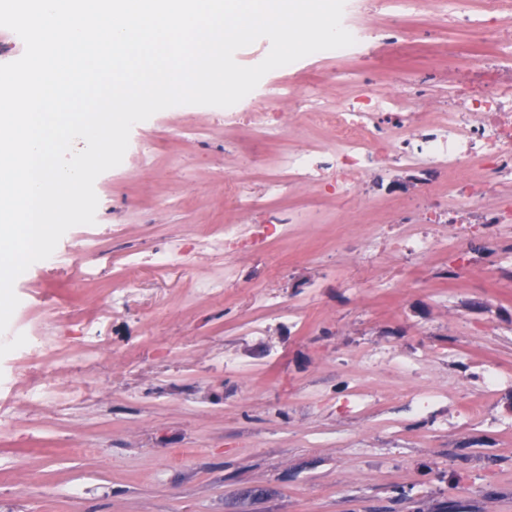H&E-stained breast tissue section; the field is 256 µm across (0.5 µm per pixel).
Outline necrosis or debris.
Segmentation results:
<instances>
[{
  "instance_id": "4bbe7bcc",
  "label": "necrosis or debris",
  "mask_w": 512,
  "mask_h": 512,
  "mask_svg": "<svg viewBox=\"0 0 512 512\" xmlns=\"http://www.w3.org/2000/svg\"><path fill=\"white\" fill-rule=\"evenodd\" d=\"M449 13L475 40L498 46L490 60L468 58L445 74L446 104L432 106L430 77L413 71L359 80L346 99L328 104L318 87L302 77L295 65L272 70L270 78L281 94L298 98V111L279 119L268 112H254L233 105L224 110V123H248L258 141L276 146L274 154H257L253 164L263 171V193H256L248 178L224 179V197L233 219L209 225L192 241L177 239L151 255L128 247L118 255L120 273L111 291L99 297L94 312L75 316L56 307L38 310L47 335L0 336L16 364L25 372L20 392L0 397V426L8 425L16 407L31 412L45 405L66 410L89 401L95 394L96 368L104 353L101 327L127 307L135 293L128 272L148 263L167 268L190 264L197 256L216 253L224 265L197 281L196 296L220 297L227 283L239 280L238 257L244 252L268 250L276 240L293 236L303 222L302 213L282 206L294 188H309L312 200L336 199L360 212L378 204L388 210L387 224H356L350 234L338 237L345 257L358 265L402 263L400 287L418 286V269L433 261L449 263L457 275H469L477 262L489 266L512 264V37L504 36L502 22L512 11V0H478L475 6L449 0H379L380 9L418 17L428 5ZM365 0H346L342 24L354 36V45L311 54L324 75L338 84L346 74L336 72V62L364 54L381 60L403 54L410 45L407 30L365 21ZM321 129L326 145L308 140L281 148L289 128ZM412 175L426 200L423 210L411 213L396 205V193L376 196V183L394 184L401 174ZM265 223H252L256 211ZM101 244L90 227H78L70 249L54 252L48 267L78 265L82 280L97 276L92 256ZM254 317L241 325L248 336H262L269 320L297 325L308 318V303L287 302L273 289L251 285ZM74 324V340L58 336ZM360 372L352 376L346 408L362 412L385 400L405 402L418 414L431 415L449 401L462 404L466 422H482L486 408L505 379L504 371L489 361L477 362L481 379L477 393L460 396L457 382L438 387L423 383L431 362L424 351L404 352L394 344L362 349L353 354ZM80 360L85 377L64 379L57 363Z\"/></svg>"
}]
</instances>
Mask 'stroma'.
<instances>
[{"instance_id":"1","label":"stroma","mask_w":512,"mask_h":512,"mask_svg":"<svg viewBox=\"0 0 512 512\" xmlns=\"http://www.w3.org/2000/svg\"><path fill=\"white\" fill-rule=\"evenodd\" d=\"M412 38L394 68L436 71L462 53L497 50L440 22ZM186 111L206 137L181 139L156 113L131 131L125 170L96 179L94 230L104 249L127 242L148 255L228 215L224 175L249 172L251 140L244 129L225 131L223 108ZM169 197L180 200L177 212L164 208ZM339 219L322 209L270 281L288 300L321 282L306 324L273 321L262 337L234 331L251 313L244 284L221 300L188 297L191 280L223 256L140 268L139 292L108 324L112 353L96 397L65 415L46 406L0 431V512H440L450 500L464 512H512V431L502 427L512 422V385L476 425H459L452 404L429 418L399 401L361 413L340 407L354 371L349 354L388 341L432 352L433 385L459 378L474 392L475 360L512 372V271L483 266L461 279L433 263L420 286L357 298L338 287L336 257L325 250L326 227ZM98 270L82 284L74 269L39 261L14 291L82 310L116 281L109 259ZM434 287L444 299L432 298ZM156 303L168 318L149 336L140 314ZM175 341L189 344L185 360L167 357ZM274 346L282 356L272 363ZM224 354L241 361V373L216 364Z\"/></svg>"}]
</instances>
